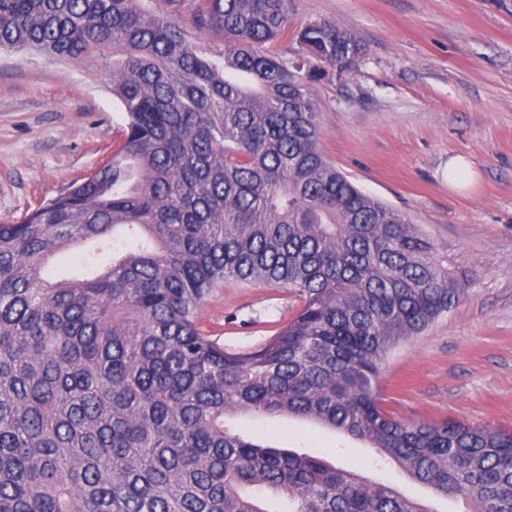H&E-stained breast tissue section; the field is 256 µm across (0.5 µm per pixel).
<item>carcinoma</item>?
I'll return each instance as SVG.
<instances>
[{
	"label": "carcinoma",
	"instance_id": "obj_1",
	"mask_svg": "<svg viewBox=\"0 0 512 512\" xmlns=\"http://www.w3.org/2000/svg\"><path fill=\"white\" fill-rule=\"evenodd\" d=\"M0 0V49L94 65L126 114L94 173L0 222V512H430L225 425L289 415L378 449L472 512H512V432L405 422L377 378L458 306L448 256L319 147L315 82L364 42L294 0ZM224 34L208 51L187 28ZM79 242L78 274L50 259ZM227 279L301 305L254 351L197 325Z\"/></svg>",
	"mask_w": 512,
	"mask_h": 512
}]
</instances>
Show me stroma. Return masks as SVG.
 <instances>
[{"label": "stroma", "instance_id": "1", "mask_svg": "<svg viewBox=\"0 0 512 512\" xmlns=\"http://www.w3.org/2000/svg\"><path fill=\"white\" fill-rule=\"evenodd\" d=\"M328 19L366 53L314 84L320 147L364 193L403 213L448 255L459 305L397 345L378 389L404 421L512 429V0H296L294 25ZM125 114L102 71L0 52V221H18L89 176L122 139ZM479 172L449 189V156ZM300 305L285 288L225 281L198 325L228 352L262 346ZM227 426L308 452L422 500L466 512L374 449L301 419Z\"/></svg>", "mask_w": 512, "mask_h": 512}]
</instances>
